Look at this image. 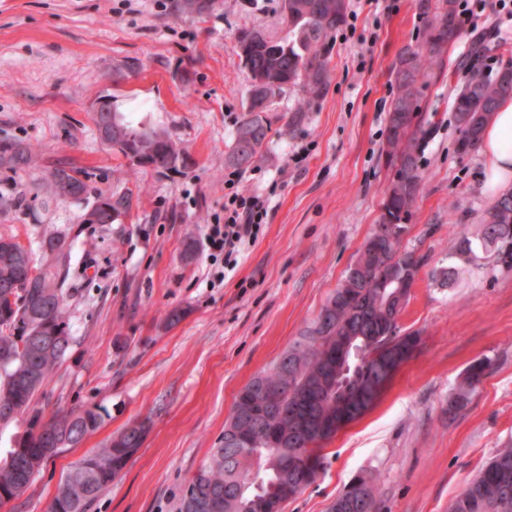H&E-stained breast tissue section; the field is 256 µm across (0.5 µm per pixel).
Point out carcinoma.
<instances>
[{
  "label": "carcinoma",
  "mask_w": 512,
  "mask_h": 512,
  "mask_svg": "<svg viewBox=\"0 0 512 512\" xmlns=\"http://www.w3.org/2000/svg\"><path fill=\"white\" fill-rule=\"evenodd\" d=\"M424 20L423 42L401 49L393 66L396 94L386 118V143L383 153L389 166L398 168L382 202L379 223L358 251L357 262L322 306L318 317L327 320L325 331L313 321L302 340L281 357L282 368H271L266 375L252 379L236 395L231 413L224 423V434L232 440L220 442L211 460L183 490L178 512H195L192 498L216 489L221 493L215 512H283L284 504L312 484L320 465L318 448L309 446L313 431H330L342 410L336 397V359L338 346L361 348L364 341L385 336L397 328L403 308L397 296V281L408 268L419 270L422 259L405 251L394 259L395 248L386 230L403 224L411 215L425 171L420 165L433 132L430 116L421 111L422 91L428 79L444 62L448 46L460 38L456 0H417ZM282 10L292 25V35L275 39L255 29L239 39V56L250 77L248 116L233 135L228 162L246 168L260 156L267 143L270 125L266 112L274 99L289 87L299 86L316 97L327 88L329 69L325 40L345 22L347 0H282ZM512 97V66L493 76L477 72L465 90L454 100L459 140L468 148L479 143L482 131L499 102ZM112 126L123 130L130 160L149 150L154 168L175 169L185 163L184 153L170 135L149 126H134L118 112H108ZM33 150L18 141L0 142V166L23 170L32 161ZM112 214L98 216L99 224H114L129 208V201H112ZM493 252L501 267L512 271V191L498 195L485 210L476 235L463 236L455 255L475 263L480 254ZM70 248H61L45 262L43 281L54 284L50 299H45L38 282L28 290L30 305L12 306L3 285L17 277V267L0 261V353L13 351L16 359L0 371V399L16 396L12 408L14 421H27V429L16 438L21 451L11 461L0 456V491L13 497L22 494L41 464L58 451L69 448L77 438L96 431L106 410L98 405L73 411L48 421L56 431L54 439L34 432L41 422L33 413L32 402L53 368L66 356L71 336L65 309V279L71 265ZM44 321L61 330L64 345L47 354L41 339L26 333ZM488 364L481 360L464 372L455 394L448 399V416L463 409L471 393L482 382ZM24 372L39 378L38 385L19 388L14 376ZM293 388L305 404L302 409L279 411L267 404L260 386ZM144 436L120 433L103 447L74 462L60 481L49 512H88L90 504L119 476L138 452ZM361 487L350 485L341 496L368 498L374 512L376 487L360 477ZM449 512H512V448L502 449L472 479L451 504Z\"/></svg>",
  "instance_id": "cac0c4a2"
}]
</instances>
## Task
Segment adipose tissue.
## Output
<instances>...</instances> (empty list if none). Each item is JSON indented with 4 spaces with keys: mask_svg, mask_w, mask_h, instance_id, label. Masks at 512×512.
Segmentation results:
<instances>
[{
    "mask_svg": "<svg viewBox=\"0 0 512 512\" xmlns=\"http://www.w3.org/2000/svg\"><path fill=\"white\" fill-rule=\"evenodd\" d=\"M487 157L485 188L499 194L512 186V98L500 101L480 140Z\"/></svg>",
    "mask_w": 512,
    "mask_h": 512,
    "instance_id": "adipose-tissue-1",
    "label": "adipose tissue"
}]
</instances>
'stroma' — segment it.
<instances>
[{
	"label": "stroma",
	"instance_id": "obj_1",
	"mask_svg": "<svg viewBox=\"0 0 512 512\" xmlns=\"http://www.w3.org/2000/svg\"><path fill=\"white\" fill-rule=\"evenodd\" d=\"M174 3L0 0V141L35 151L25 170L0 168V234L30 248L37 265L51 234L74 257L65 285L72 342L34 408L45 420L91 405L107 411L0 512H46L72 463L138 421L149 425L142 447L89 512H177L239 390L316 319L380 216L392 178L382 152L391 70L423 36L415 0H348L346 23L329 39L326 91L310 100L295 86L276 97L269 142L243 170L227 162L249 104L238 39L252 29L287 37L281 0H216L201 15ZM495 3L479 15L483 39L465 33L449 46L422 96L435 129L403 245L423 264L399 319L421 346L377 406L324 443L316 481L283 512H329L360 476L378 487L375 512H448L512 446V272L488 253L458 264L455 281L439 275L491 202L485 156L456 150L453 101L473 52L492 70L512 65V16ZM102 101L167 131L185 165L139 167L103 143L92 120ZM58 166L80 171L102 196L129 198V209L114 224L83 223L85 203L43 186ZM233 191L266 197L269 208L219 284L207 233ZM478 360L487 375L448 419L449 398Z\"/></svg>",
	"mask_w": 512,
	"mask_h": 512
}]
</instances>
